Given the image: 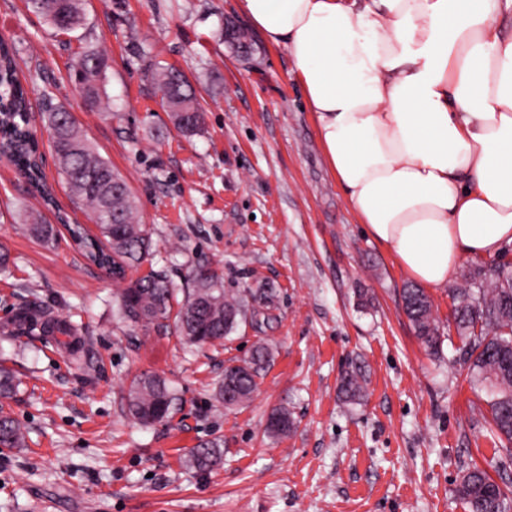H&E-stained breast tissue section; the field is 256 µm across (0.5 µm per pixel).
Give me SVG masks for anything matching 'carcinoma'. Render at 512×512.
<instances>
[{"instance_id":"obj_1","label":"carcinoma","mask_w":512,"mask_h":512,"mask_svg":"<svg viewBox=\"0 0 512 512\" xmlns=\"http://www.w3.org/2000/svg\"><path fill=\"white\" fill-rule=\"evenodd\" d=\"M28 7L43 16L61 34L80 27L84 20L82 0H27ZM17 50L0 41V152L8 155L17 170L46 201L51 191L42 172L38 143L27 120L26 92L17 77ZM107 67L104 55L93 49L80 52L76 61V77L85 98L95 105L101 102V78ZM162 101L184 112L172 113L176 127L185 135H193L204 124L194 92L183 74L169 68L157 76ZM46 118L52 131V150L59 170L71 195L88 207L98 235L87 234L80 224L67 225L72 238L79 242L87 257L112 272L114 279L125 280L124 265L149 254L150 238L145 225L136 220V207L124 178L112 169L91 146L75 123L63 121V108L47 105ZM25 231L48 245L56 240L52 224H26ZM178 289L164 270H152L128 283L117 295L122 316L137 325L148 327L174 319L180 336L194 346L221 343L238 325L241 304L237 297L224 291L222 275L209 267H199L192 288L178 298ZM454 319L464 340L460 360L467 367L472 385L487 390L493 430L500 448L490 466L498 473L512 470V266L492 264L477 266L462 275V282L451 289ZM403 310L416 336L430 351L441 344L440 327L433 315L432 304L424 290L408 284L401 291ZM19 325L32 332L39 328L69 338L74 327L34 307L19 319ZM271 357V345L257 341L250 355L229 361L224 372L236 379L240 405L252 398L256 378ZM363 375L351 369L339 383V390L349 400L358 399L364 391ZM19 381L12 369L0 365V447L22 448L25 428L5 409L4 400L18 390ZM179 397L166 380L154 373H142L130 382L126 403L130 416L139 424H152L153 414L170 418ZM294 427L291 411L274 409L266 423L271 437H284ZM224 455L217 440L193 449L189 464L202 471L216 468ZM457 494L469 505L470 512H512V498L489 476L486 470L473 466L462 476Z\"/></svg>"}]
</instances>
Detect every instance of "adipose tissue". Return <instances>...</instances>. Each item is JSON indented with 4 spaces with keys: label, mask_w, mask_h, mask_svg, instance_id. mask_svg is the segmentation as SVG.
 <instances>
[{
    "label": "adipose tissue",
    "mask_w": 512,
    "mask_h": 512,
    "mask_svg": "<svg viewBox=\"0 0 512 512\" xmlns=\"http://www.w3.org/2000/svg\"><path fill=\"white\" fill-rule=\"evenodd\" d=\"M285 43L336 180L407 275L512 245V0H241Z\"/></svg>",
    "instance_id": "1"
}]
</instances>
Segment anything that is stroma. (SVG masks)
I'll use <instances>...</instances> for the list:
<instances>
[{
    "instance_id": "obj_1",
    "label": "stroma",
    "mask_w": 512,
    "mask_h": 512,
    "mask_svg": "<svg viewBox=\"0 0 512 512\" xmlns=\"http://www.w3.org/2000/svg\"><path fill=\"white\" fill-rule=\"evenodd\" d=\"M85 24L61 35L26 0H0V39L19 50L55 203L34 197L0 155V362L21 379L9 400L26 445L0 448V512H468L454 489L494 455L485 391L471 388L445 288L429 290L440 325L429 354L403 311L409 278L360 224L329 165L288 48L252 29L240 0H83ZM248 29L249 52L221 38ZM101 51L107 103L90 106L70 76L82 48ZM183 72L205 111L201 130H177L156 89V67ZM71 112L99 155L126 180L148 255L128 279L166 269L185 287L201 265L224 274L244 315L222 344H183L174 329H144L118 314L115 280L67 231L47 246L23 230L39 221L97 228L73 203L53 156L46 102ZM368 304H361L360 294ZM78 329L59 336L8 331L29 304ZM274 347L252 399L214 401L225 364L259 338ZM359 367V402L338 395ZM144 372L168 380L182 403L144 426L126 390ZM288 406L295 429L264 428ZM220 440L211 472L186 459Z\"/></svg>"
}]
</instances>
